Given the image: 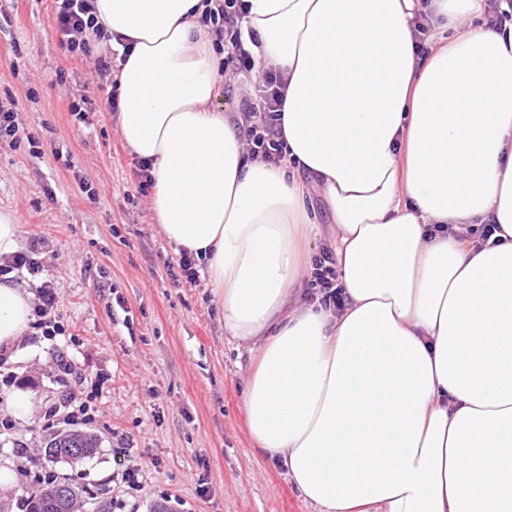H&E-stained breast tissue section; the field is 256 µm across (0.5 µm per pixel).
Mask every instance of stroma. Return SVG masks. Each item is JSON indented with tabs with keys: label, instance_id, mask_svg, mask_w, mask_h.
<instances>
[{
	"label": "stroma",
	"instance_id": "35a3bbf8",
	"mask_svg": "<svg viewBox=\"0 0 512 512\" xmlns=\"http://www.w3.org/2000/svg\"><path fill=\"white\" fill-rule=\"evenodd\" d=\"M112 81L60 45L51 0H0V109L28 135L0 140V210L15 216L22 244L44 238L40 278L17 282L31 292L55 282L52 315L65 328L0 347V465L17 474L0 512H26L23 489L50 472L78 487L84 512H314L249 434L251 361L225 336L206 279L170 274L179 256L105 107ZM80 96L85 124L68 110ZM19 390L32 403L23 419L9 409ZM82 403L95 453L49 460L47 443L70 430L62 407ZM125 469L138 472L136 489L118 479Z\"/></svg>",
	"mask_w": 512,
	"mask_h": 512
}]
</instances>
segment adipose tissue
I'll list each match as a JSON object with an SVG mask.
<instances>
[{
    "label": "adipose tissue",
    "instance_id": "ef3b65f1",
    "mask_svg": "<svg viewBox=\"0 0 512 512\" xmlns=\"http://www.w3.org/2000/svg\"><path fill=\"white\" fill-rule=\"evenodd\" d=\"M199 3L93 0L110 47L132 42L117 126L155 220L255 358L252 437L316 512H512V24H484L488 0H246L256 71L288 81L274 166L214 104ZM422 11L448 29L426 56ZM313 189L335 311L301 295ZM31 306L0 280V346Z\"/></svg>",
    "mask_w": 512,
    "mask_h": 512
}]
</instances>
